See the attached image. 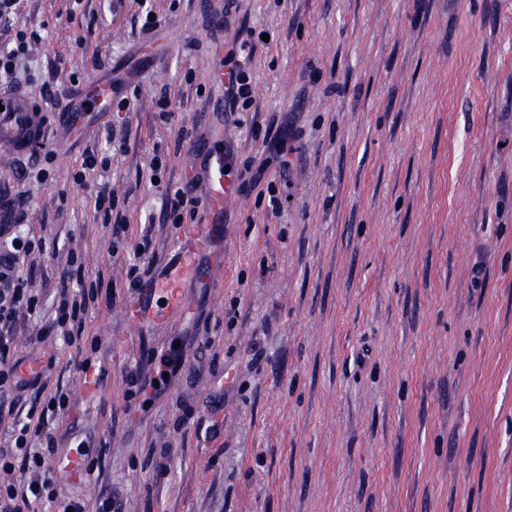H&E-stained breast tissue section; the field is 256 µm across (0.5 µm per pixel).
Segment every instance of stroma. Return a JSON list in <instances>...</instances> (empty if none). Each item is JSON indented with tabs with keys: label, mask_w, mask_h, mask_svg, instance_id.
Segmentation results:
<instances>
[{
	"label": "stroma",
	"mask_w": 512,
	"mask_h": 512,
	"mask_svg": "<svg viewBox=\"0 0 512 512\" xmlns=\"http://www.w3.org/2000/svg\"><path fill=\"white\" fill-rule=\"evenodd\" d=\"M223 4L22 0L15 17L36 35L17 73L35 89L158 57L128 111L58 137L66 156L44 183L0 161L45 243L29 275L43 307L16 351L56 359L57 457L97 463L56 477L57 497L116 491L122 512H512V0H236L220 19ZM250 30L266 35L239 56L254 102L226 117L209 106L212 62ZM256 123L292 134L272 149ZM200 141L230 153L240 186L222 278L188 289L185 317L134 329L133 245L152 230L157 270L175 262L162 199ZM92 151L108 166L74 183ZM104 179L126 218L117 246L94 208ZM73 254L100 301L81 339L39 336ZM164 357L183 365L162 394H132L130 371Z\"/></svg>",
	"instance_id": "stroma-1"
}]
</instances>
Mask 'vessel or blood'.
Instances as JSON below:
<instances>
[{
  "mask_svg": "<svg viewBox=\"0 0 512 512\" xmlns=\"http://www.w3.org/2000/svg\"><path fill=\"white\" fill-rule=\"evenodd\" d=\"M116 84L111 76L88 80L74 90L69 110L72 125L88 122L110 111ZM48 109L32 90L0 89V158L17 160L39 155L49 147ZM229 160L223 150L207 149L201 163L190 164L185 177L193 181L204 214L179 228L182 252L180 266L166 277L150 278L138 286L123 309L124 317L137 327L157 326L184 313L183 299L188 287L205 283L211 276L206 258L224 237V209L239 197L236 179L228 173ZM164 294L166 305L156 309L153 299Z\"/></svg>",
  "mask_w": 512,
  "mask_h": 512,
  "instance_id": "vessel-or-blood-1",
  "label": "vessel or blood"
}]
</instances>
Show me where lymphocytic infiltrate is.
<instances>
[{"label":"lymphocytic infiltrate","instance_id":"1","mask_svg":"<svg viewBox=\"0 0 512 512\" xmlns=\"http://www.w3.org/2000/svg\"><path fill=\"white\" fill-rule=\"evenodd\" d=\"M26 203L25 195H16L11 223L0 225V422L8 418L13 421L9 439L0 448V472L11 473L20 463L35 478L25 485L0 481V512H30L32 504L43 499L55 503L56 512H88L85 502L57 498L53 489L57 458L52 420L66 410L67 394L55 391L40 408L32 406L25 410L20 405L27 391L44 387L41 376L20 375L22 361L13 347V328L19 316L35 314L42 305L41 296L33 293L23 274L36 247L19 229ZM63 276L75 280L76 287L62 289L54 300L51 326L72 339L80 337L86 313L98 304L101 284L76 280L70 268L64 270Z\"/></svg>","mask_w":512,"mask_h":512}]
</instances>
